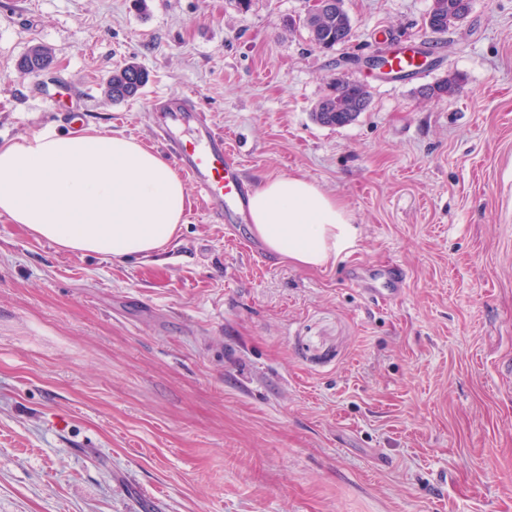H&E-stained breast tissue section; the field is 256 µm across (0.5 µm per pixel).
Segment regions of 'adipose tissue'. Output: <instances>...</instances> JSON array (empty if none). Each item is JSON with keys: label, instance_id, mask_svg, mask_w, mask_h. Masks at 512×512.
Masks as SVG:
<instances>
[{"label": "adipose tissue", "instance_id": "obj_1", "mask_svg": "<svg viewBox=\"0 0 512 512\" xmlns=\"http://www.w3.org/2000/svg\"><path fill=\"white\" fill-rule=\"evenodd\" d=\"M188 205L171 163L135 138L91 128L0 141V216L61 251L117 260L157 253ZM249 219L268 252L298 267L336 264L362 235L341 199L299 174L263 179Z\"/></svg>", "mask_w": 512, "mask_h": 512}]
</instances>
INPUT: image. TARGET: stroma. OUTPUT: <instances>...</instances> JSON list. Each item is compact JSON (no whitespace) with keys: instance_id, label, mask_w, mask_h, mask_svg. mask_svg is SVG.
<instances>
[{"instance_id":"35a3bbf8","label":"stroma","mask_w":512,"mask_h":512,"mask_svg":"<svg viewBox=\"0 0 512 512\" xmlns=\"http://www.w3.org/2000/svg\"><path fill=\"white\" fill-rule=\"evenodd\" d=\"M352 40L310 43L304 0H0V140L71 125L156 150L151 92L192 97L251 185L301 174L363 233L323 269L251 254L194 184L177 237L75 255L0 217V512H512V0L447 33L431 0H345ZM395 43L407 81L365 67ZM48 47L53 69L19 74ZM148 74L120 103L128 63ZM349 125L312 112L337 70ZM459 74L460 90L423 87ZM402 295L369 299L390 267ZM423 48H417L408 52L405 49L393 50L389 55V64L391 71L399 78H410L419 74L422 70V64L419 62L423 55L420 53ZM148 80L147 73L134 63L115 72L107 83L106 95L113 102L135 96ZM370 101L368 88L344 74L333 80L329 92L319 101L313 113L315 120L323 126L342 127L355 121L362 112H366ZM326 102L334 105L332 111L323 112ZM336 102L341 107L340 112L335 110Z\"/></svg>"}]
</instances>
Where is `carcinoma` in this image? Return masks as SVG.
Wrapping results in <instances>:
<instances>
[{"label": "carcinoma", "instance_id": "cac0c4a2", "mask_svg": "<svg viewBox=\"0 0 512 512\" xmlns=\"http://www.w3.org/2000/svg\"><path fill=\"white\" fill-rule=\"evenodd\" d=\"M448 10L435 21L432 30L445 33L457 25L455 11L463 3L471 0H446ZM302 26L307 31L309 40L315 46L331 51L351 41L354 32L350 14L346 11L329 12L316 19L303 17ZM53 58L49 48L42 45L30 47L21 57L18 67L28 74L45 71L52 65ZM148 80L147 73L134 63L112 75L107 83L106 95L114 102L135 96ZM460 87V78L449 76L447 79L420 90L425 97H442L454 94ZM371 95L368 88L347 75L333 80L329 92L314 109L315 120L329 127H342L355 121L361 113L368 110Z\"/></svg>", "mask_w": 512, "mask_h": 512}]
</instances>
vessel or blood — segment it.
I'll use <instances>...</instances> for the list:
<instances>
[{"label": "vessel or blood", "instance_id": "b4317fda", "mask_svg": "<svg viewBox=\"0 0 512 512\" xmlns=\"http://www.w3.org/2000/svg\"><path fill=\"white\" fill-rule=\"evenodd\" d=\"M419 50H393L389 56L392 72L399 78L420 73ZM157 125L173 148V158L198 187L208 211L237 222L247 212L248 190L240 165L224 144V135L200 111L194 100L178 93L153 95Z\"/></svg>", "mask_w": 512, "mask_h": 512}]
</instances>
